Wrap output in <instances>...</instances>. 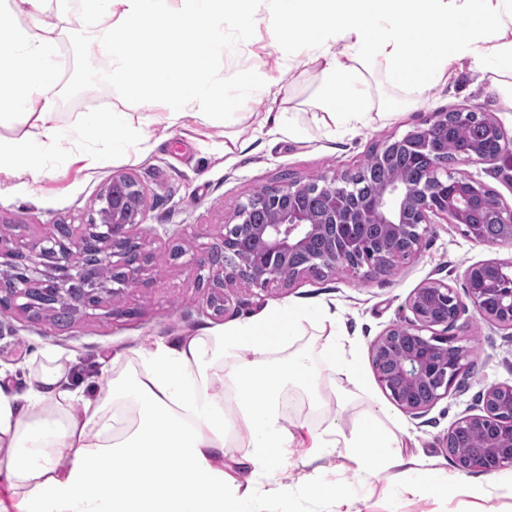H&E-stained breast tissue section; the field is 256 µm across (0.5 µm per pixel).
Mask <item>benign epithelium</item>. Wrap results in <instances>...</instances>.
Wrapping results in <instances>:
<instances>
[{
  "instance_id": "1",
  "label": "benign epithelium",
  "mask_w": 512,
  "mask_h": 512,
  "mask_svg": "<svg viewBox=\"0 0 512 512\" xmlns=\"http://www.w3.org/2000/svg\"><path fill=\"white\" fill-rule=\"evenodd\" d=\"M450 116L462 127L469 113L436 112L423 126L374 151L382 173L374 193L360 192L347 172L307 181L285 178L261 199L241 205L236 223L224 225L206 250L191 255L176 250L175 256L187 257L184 266L209 288L206 308L225 311V288L241 282L261 290L286 289L338 267L363 278L385 275L418 255L433 216L464 225L469 237L486 243L483 226L473 221L482 212L498 225V240H511L512 206L479 181L437 163L441 145L430 130L448 123ZM400 155L422 158L425 164L401 177L395 170ZM511 157L512 136L495 121L481 141L460 149L457 160L486 164ZM267 201L273 205L264 221L254 223L253 212ZM98 202L97 218L88 224L41 225L35 252L3 249L11 238L0 236V308L38 316L55 310L58 299L66 296L71 321L91 316L105 299L141 285L150 256L141 225L126 218L131 207L145 215L139 182L116 172ZM241 252L251 254L250 265L233 264ZM463 277L473 309L511 329L512 272L502 263L486 261L468 265ZM408 307L414 319L387 327L369 352L376 379L392 402L421 418L470 367L468 337L433 331L435 326H454L466 303L447 283L430 280L414 291ZM461 433L478 436L480 445L457 447L454 441ZM443 447L463 471L512 467V385L485 390L480 413L455 421Z\"/></svg>"
}]
</instances>
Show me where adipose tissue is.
I'll list each match as a JSON object with an SVG mask.
<instances>
[{
    "instance_id": "adipose-tissue-1",
    "label": "adipose tissue",
    "mask_w": 512,
    "mask_h": 512,
    "mask_svg": "<svg viewBox=\"0 0 512 512\" xmlns=\"http://www.w3.org/2000/svg\"><path fill=\"white\" fill-rule=\"evenodd\" d=\"M253 0H0V178L39 180L63 143L100 142L121 154L138 141L127 112L91 108L77 126L57 120L59 57L70 34L94 41L100 82L168 105L169 125L244 107L239 91L264 81L254 69L236 92L208 77L224 50V20L255 21ZM55 15V26L44 25ZM278 46L304 47L320 74L310 107L333 134L370 119L383 76L415 96L457 67L487 76L512 105V0H274ZM325 331L323 358L344 383L325 410L321 374L300 344L306 324ZM325 309L288 307L230 327L201 326L149 341L133 360L101 370L105 391L73 386L68 361L30 355L22 385L0 375V512H271L258 484L283 469L294 436L284 401L302 391L319 458L352 456L360 469L402 464L391 411L367 401L355 357L337 343ZM359 410L351 422L340 413Z\"/></svg>"
}]
</instances>
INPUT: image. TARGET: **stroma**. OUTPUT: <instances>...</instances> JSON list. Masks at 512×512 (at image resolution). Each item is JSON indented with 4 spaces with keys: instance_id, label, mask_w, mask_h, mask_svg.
<instances>
[{
    "instance_id": "obj_1",
    "label": "stroma",
    "mask_w": 512,
    "mask_h": 512,
    "mask_svg": "<svg viewBox=\"0 0 512 512\" xmlns=\"http://www.w3.org/2000/svg\"><path fill=\"white\" fill-rule=\"evenodd\" d=\"M272 0H256V24L244 28L234 17L224 21V53L212 67L224 79L239 70L258 66L273 80L270 94L246 91L251 112H291L306 129L304 140L254 130L248 121L232 117L208 123L186 120L163 128L148 123V116L164 111L163 103L127 94L120 84H95L93 75L103 61L96 48L79 35L67 39L63 50L68 72L81 77L80 88L64 89L58 121L78 124L88 107L118 108L128 112L150 150L144 158H119L110 153L91 164H68L61 157L47 162L39 181L20 176L0 183V223L8 224L11 238L31 243L39 225L67 220L87 222L94 201L114 172L136 176L146 189L142 230L152 255L147 281L138 288L108 299L96 316L62 325L49 318H29L14 310L0 314V372L18 379L31 353L49 348L69 357L80 381H105L98 373L104 362L130 353L148 336H178L198 326L232 325L248 316L275 308L322 305L336 316V337L359 361L373 400L389 398L373 374L369 345L390 324L411 318L408 300L427 279L447 282L463 292L464 268L472 263H512V242L478 243L462 227L436 219L420 255L395 274L363 280L339 269L323 278L301 280L287 290L262 291L244 284L233 286L223 314L205 305L206 291L195 274L171 256L174 246L200 251L209 246L222 225L231 222L237 207L255 190L283 178L308 180L318 175L355 172L373 150L388 139L402 137L436 112L466 109L493 116L512 134V108L505 107L496 88L480 74L459 71L453 81L439 84L421 99L408 100L386 78L373 86L376 99L394 112L391 120L374 119L348 134L331 136L310 122L309 102L320 75L316 68L289 62L288 54L273 43ZM454 172L472 177L512 205V163H457ZM186 224L197 235L176 237ZM454 333L470 337L471 368L447 398L414 419L397 413L403 429L408 463L389 470H362L344 456L325 461L313 473L305 460L311 452L316 417L299 421L301 393H291L290 429L295 443L282 474L263 480L272 512H512V468L494 472L457 468L442 446V439L458 418L473 414L482 392L496 384H512V329L488 321L466 308ZM446 477L448 490L427 493L423 485L430 471ZM327 485L325 495L309 491L313 476Z\"/></svg>"
}]
</instances>
